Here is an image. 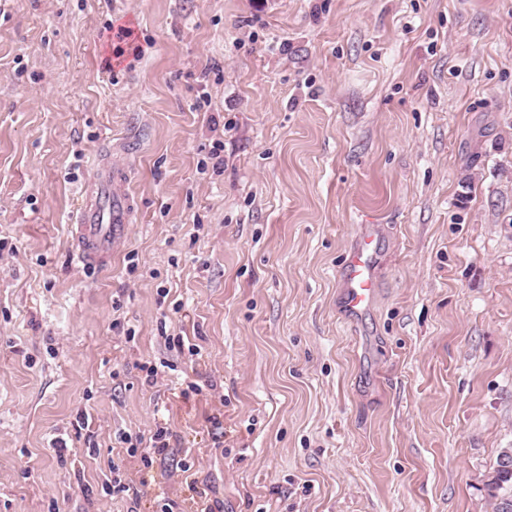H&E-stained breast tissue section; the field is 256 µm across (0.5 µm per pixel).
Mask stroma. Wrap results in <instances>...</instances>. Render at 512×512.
Instances as JSON below:
<instances>
[{
	"label": "stroma",
	"instance_id": "stroma-1",
	"mask_svg": "<svg viewBox=\"0 0 512 512\" xmlns=\"http://www.w3.org/2000/svg\"><path fill=\"white\" fill-rule=\"evenodd\" d=\"M111 26L139 60L110 64ZM121 136L139 214L93 273L70 219ZM366 228L378 293L348 319ZM165 422L173 498L190 453L224 512H491L512 0H0V512H153L100 491L136 468L120 434ZM377 242L373 235L359 237L341 270L340 309L348 317L368 311L377 293Z\"/></svg>",
	"mask_w": 512,
	"mask_h": 512
}]
</instances>
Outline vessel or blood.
I'll return each mask as SVG.
<instances>
[{
	"label": "vessel or blood",
	"mask_w": 512,
	"mask_h": 512,
	"mask_svg": "<svg viewBox=\"0 0 512 512\" xmlns=\"http://www.w3.org/2000/svg\"><path fill=\"white\" fill-rule=\"evenodd\" d=\"M128 185L129 169L124 160L107 157L85 186L83 203L74 219V246L85 265L111 267L135 216ZM376 263L375 237L360 236L341 270L340 308L345 315L354 318L370 309L377 293Z\"/></svg>",
	"instance_id": "vessel-or-blood-1"
}]
</instances>
